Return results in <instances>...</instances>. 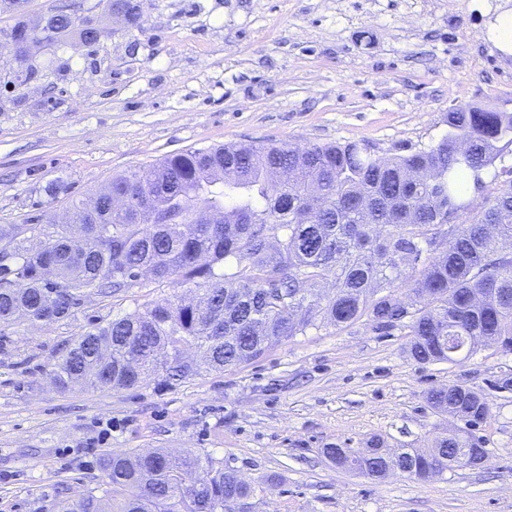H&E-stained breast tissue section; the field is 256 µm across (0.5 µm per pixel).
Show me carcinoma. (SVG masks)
<instances>
[{
    "mask_svg": "<svg viewBox=\"0 0 512 512\" xmlns=\"http://www.w3.org/2000/svg\"><path fill=\"white\" fill-rule=\"evenodd\" d=\"M25 4L0 0L18 16L5 34L17 55L74 31L86 45L103 36L69 4L31 25ZM103 6L140 26L139 0ZM511 145V112L459 109L448 113L447 134L391 159L352 142L302 149L259 142L168 156L112 178L110 187L127 196L123 209L104 196L92 212L72 203L69 224L29 225L48 237L40 253L29 252L17 227L0 225V243L11 246L0 253V322L19 314L66 319L80 305L76 289L121 292L136 285L139 269L198 291L194 304L178 297L146 304L73 340L54 370L63 389L74 374L113 389L161 372L186 378L195 374L182 357L187 349L211 369L236 367L315 326V310L332 327L365 316L384 326L410 319L409 354L422 364L455 362L489 342L512 351V178L479 209L469 196ZM424 253L429 263L406 304L395 292ZM427 401L470 425L490 414L482 396L455 384L431 390ZM377 443L328 454L338 468L371 477L396 469L418 479L476 467L487 456L465 436L394 455L376 451ZM100 469L102 495L62 512H254L255 489L208 456L111 452Z\"/></svg>",
    "mask_w": 512,
    "mask_h": 512,
    "instance_id": "obj_1",
    "label": "carcinoma"
}]
</instances>
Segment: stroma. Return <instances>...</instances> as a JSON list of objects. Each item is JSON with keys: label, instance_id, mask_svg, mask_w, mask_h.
Here are the masks:
<instances>
[{"label": "stroma", "instance_id": "stroma-1", "mask_svg": "<svg viewBox=\"0 0 512 512\" xmlns=\"http://www.w3.org/2000/svg\"><path fill=\"white\" fill-rule=\"evenodd\" d=\"M140 27L83 0L105 31L16 55L0 11V225L62 216L114 176L187 149L356 142L403 155L448 114L512 112V58L481 38L512 0H141ZM59 185L50 196V185ZM141 278L73 316L0 324V512H58L100 490L109 451L210 455L251 483L256 512H512V351L420 364L403 323L310 328L262 356L131 389H60L71 342L138 305L188 295ZM480 394L483 467L426 480L336 468L334 444L425 448L455 428L437 387Z\"/></svg>", "mask_w": 512, "mask_h": 512}]
</instances>
